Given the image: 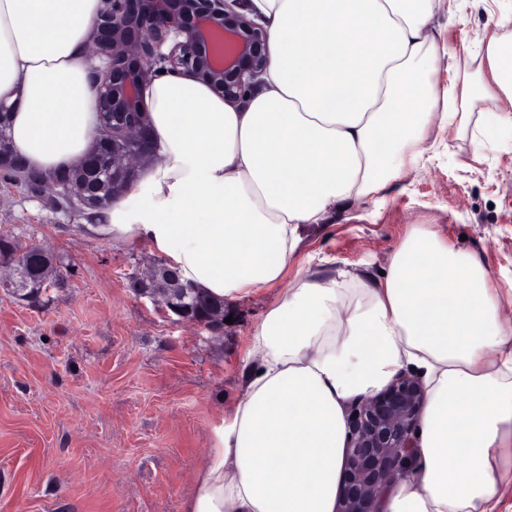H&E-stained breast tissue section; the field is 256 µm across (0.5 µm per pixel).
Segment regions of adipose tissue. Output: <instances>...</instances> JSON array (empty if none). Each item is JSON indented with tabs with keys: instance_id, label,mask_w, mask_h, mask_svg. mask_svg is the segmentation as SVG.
Listing matches in <instances>:
<instances>
[{
	"instance_id": "adipose-tissue-1",
	"label": "adipose tissue",
	"mask_w": 512,
	"mask_h": 512,
	"mask_svg": "<svg viewBox=\"0 0 512 512\" xmlns=\"http://www.w3.org/2000/svg\"><path fill=\"white\" fill-rule=\"evenodd\" d=\"M435 0H250L268 67L245 104L156 72L143 89L155 160L89 216L147 242L183 281L232 301L279 288L250 338L245 388L180 512H335L346 403L419 373L426 406L411 472L386 512H494L512 446V319L474 256L417 224L383 276L286 280L310 225L413 170L436 118L512 125V22L458 57ZM101 0H0V104L26 171L70 168L99 128L91 40ZM464 70L442 87L441 67ZM493 108H484V101Z\"/></svg>"
}]
</instances>
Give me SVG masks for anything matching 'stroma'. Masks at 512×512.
Segmentation results:
<instances>
[{"label":"stroma","instance_id":"1","mask_svg":"<svg viewBox=\"0 0 512 512\" xmlns=\"http://www.w3.org/2000/svg\"><path fill=\"white\" fill-rule=\"evenodd\" d=\"M488 25L482 0H440L429 29L473 45ZM483 138L479 150L457 123H434L423 167L389 183L384 204L312 227L288 277L313 269L314 254L378 277L412 225L435 224L483 262L512 314V130ZM80 218L0 169V236L57 256L37 301L0 289V512H179L278 291L234 300L220 334L175 323L132 288L156 259L149 245L80 231Z\"/></svg>","mask_w":512,"mask_h":512}]
</instances>
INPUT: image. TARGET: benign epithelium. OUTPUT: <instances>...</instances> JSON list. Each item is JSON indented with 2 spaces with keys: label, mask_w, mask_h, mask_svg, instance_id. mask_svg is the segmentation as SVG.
<instances>
[{
  "label": "benign epithelium",
  "mask_w": 512,
  "mask_h": 512,
  "mask_svg": "<svg viewBox=\"0 0 512 512\" xmlns=\"http://www.w3.org/2000/svg\"><path fill=\"white\" fill-rule=\"evenodd\" d=\"M267 41V30L249 16L247 0H103L92 38V53L106 61L98 76L102 120L120 139L142 138L148 130L142 90L151 62L190 75L228 102H241L265 71ZM145 144L138 152H112V196L127 187L125 172L152 155L150 140ZM95 177V170L87 169L84 184L65 187L67 195L84 203ZM24 253L0 255L1 288L20 276L16 260ZM134 284L139 296L179 321L224 329L229 306L208 300L164 262L150 265ZM424 396L421 381L402 372L352 408L336 512H382L380 502L407 475Z\"/></svg>",
  "instance_id": "benign-epithelium-1"
}]
</instances>
